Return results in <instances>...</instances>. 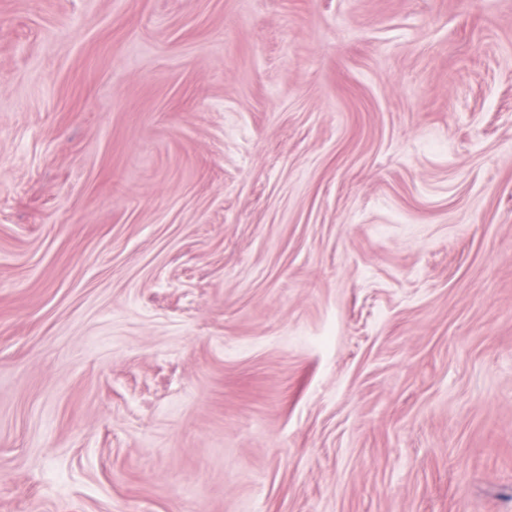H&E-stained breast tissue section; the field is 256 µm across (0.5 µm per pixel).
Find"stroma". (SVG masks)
<instances>
[{"mask_svg":"<svg viewBox=\"0 0 512 512\" xmlns=\"http://www.w3.org/2000/svg\"><path fill=\"white\" fill-rule=\"evenodd\" d=\"M0 512H512V0H0Z\"/></svg>","mask_w":512,"mask_h":512,"instance_id":"stroma-1","label":"stroma"}]
</instances>
